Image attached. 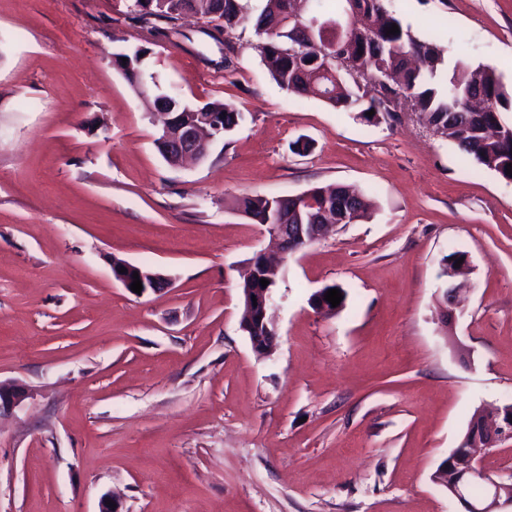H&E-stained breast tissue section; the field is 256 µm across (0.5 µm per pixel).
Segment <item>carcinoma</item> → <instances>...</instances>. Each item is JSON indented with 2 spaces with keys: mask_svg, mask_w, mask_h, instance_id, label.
Segmentation results:
<instances>
[{
  "mask_svg": "<svg viewBox=\"0 0 512 512\" xmlns=\"http://www.w3.org/2000/svg\"><path fill=\"white\" fill-rule=\"evenodd\" d=\"M139 22L151 19L174 21L189 11L216 25L219 33H230L248 20L242 0H129ZM291 0H265L253 21L261 63L284 90L317 97L332 107L356 110L368 123L378 117L394 118L398 112H418L433 124L435 133L451 139L457 148L479 165L506 181L507 164H512V140L486 133L488 126L506 130L512 124L501 121V113L512 110V89L507 88L496 68L456 61L446 84L440 82L443 49L433 40L421 39L385 7V0H312L313 11L299 17L288 10ZM358 10L349 29L348 54L356 64L358 78L336 74V52L328 49L326 38L348 12ZM317 26H312V20ZM399 33H387L392 25ZM212 112L224 113V134H230L244 120L243 113L213 101L203 104ZM374 111L367 116L366 112ZM352 198L355 218H367L368 206L358 193L343 185L309 189L300 200L299 211L289 223L308 224L309 215L320 211L325 198ZM291 201L264 195H247L237 200L245 214L264 219L269 207L290 208Z\"/></svg>",
  "mask_w": 512,
  "mask_h": 512,
  "instance_id": "cac0c4a2",
  "label": "carcinoma"
}]
</instances>
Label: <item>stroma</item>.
Instances as JSON below:
<instances>
[{
    "label": "stroma",
    "instance_id": "obj_1",
    "mask_svg": "<svg viewBox=\"0 0 512 512\" xmlns=\"http://www.w3.org/2000/svg\"><path fill=\"white\" fill-rule=\"evenodd\" d=\"M446 65L512 87V0H385ZM128 0H0V512H463L431 475L475 409L512 404V182L422 116L370 124L281 89L251 24L233 67L205 20L143 25ZM245 120L180 167L115 66ZM328 184L370 219L288 257L277 348L239 325L241 272L268 247L247 194ZM465 252L439 316L443 258ZM168 275L141 295L113 260ZM338 285L336 314L312 293Z\"/></svg>",
    "mask_w": 512,
    "mask_h": 512
}]
</instances>
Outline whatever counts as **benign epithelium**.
Here are the masks:
<instances>
[{"label":"benign epithelium","mask_w":512,"mask_h":512,"mask_svg":"<svg viewBox=\"0 0 512 512\" xmlns=\"http://www.w3.org/2000/svg\"><path fill=\"white\" fill-rule=\"evenodd\" d=\"M348 40L343 36V27L336 25V40L329 48L336 51L338 68L350 75L355 72L345 61ZM160 104L165 107L163 121L156 137V145L170 163L187 159L205 160L209 157L212 145L224 137V115L219 112H206L202 108L180 110L169 104L165 95H159ZM348 220V215L327 216L321 224H283L281 214L274 213L263 224L276 252L269 254L259 251L250 258L246 278H271L279 263L309 243L322 239L335 231L336 227ZM126 272H119L120 268ZM115 278L130 288L133 273L139 274L142 292L156 291L170 284V278L151 269L135 267L129 263L118 262L113 267ZM244 313L240 327L251 342L252 348L260 356L272 353L276 345V330H270L268 336L252 334L256 321L264 325L271 324L268 309L273 303L272 289L245 288L242 293ZM25 399V393L16 386L0 383V413L12 410ZM512 442V406L482 408L479 414L468 424L467 457L462 462L451 460L443 462V469L450 470L452 497L465 509V512H512V480L493 477L482 466L483 455L493 451L499 445ZM480 480L487 486L483 499L473 501L467 497V486Z\"/></svg>","instance_id":"1"}]
</instances>
